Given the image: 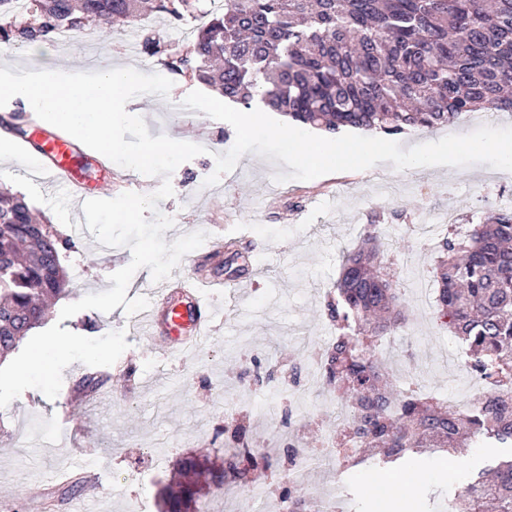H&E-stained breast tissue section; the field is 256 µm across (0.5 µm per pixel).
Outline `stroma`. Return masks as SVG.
<instances>
[{"mask_svg":"<svg viewBox=\"0 0 512 512\" xmlns=\"http://www.w3.org/2000/svg\"><path fill=\"white\" fill-rule=\"evenodd\" d=\"M191 26V21L160 14L141 17L127 28L92 25L72 41L48 42L38 52L27 46L0 52V67L17 73L59 68L72 60L84 72L90 60L107 59L144 73H166L159 57L129 49L128 36L156 35L183 46L191 39ZM168 75L173 86L167 97L141 95L125 106L144 118L151 136L205 148L170 177L174 194L158 207L174 226L163 238L170 243L195 231L221 235L229 245L218 269L221 276L246 277L254 268L261 274L234 305H225L224 293L210 292L217 307L214 332L193 357L166 358L159 344L129 338L123 357L139 370L143 384L137 393H123L108 366L99 370L106 385L82 390L79 381L88 367L76 362L64 369L55 399L29 389L0 409V512H75L79 503L84 512H162L160 493L181 463L229 481L233 475L226 470L224 451L237 442L280 455L296 442L317 447L322 432L336 426L326 390L308 392L300 407H293L295 389L280 374L296 359L303 374H310L316 346L332 343L336 330L324 305L342 255L376 227L386 233L385 258L395 265L409 301L408 327L378 348L388 372L398 385L416 383L423 396L441 400L449 390L467 391L473 383V375L455 359L454 336L437 324L431 247L446 221L474 223L512 207V172L486 164L398 171L386 161L364 171L278 183L274 176L286 172V165L249 152L209 186L205 180L215 170L214 157L233 146L235 130L201 111L184 110V99L198 84L179 73ZM482 125L512 126V112H472L454 124L415 129L395 140L406 149ZM126 174L117 165L98 174L88 186L91 198L150 194L161 184L160 178L145 175L133 184ZM1 187L24 195L67 242L60 261L69 291L52 306L47 325L58 323L90 338L126 329L128 315L120 307L109 313L87 309L66 320L59 314L62 306L86 294L110 289L108 277L129 264V248H87L73 231L81 202L50 191L36 159L0 157ZM509 457L510 449L487 447L466 449L454 459L442 452L407 455L381 474L365 464L339 472L316 459L303 493L332 495L346 484L345 512H382L362 491L388 481L398 512H439L470 471L488 459ZM65 461L88 478L87 490L75 498L63 497L53 476ZM265 507V499L220 500L203 483L188 512H265Z\"/></svg>","mask_w":512,"mask_h":512,"instance_id":"stroma-1","label":"stroma"}]
</instances>
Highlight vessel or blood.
Wrapping results in <instances>:
<instances>
[{
  "mask_svg": "<svg viewBox=\"0 0 512 512\" xmlns=\"http://www.w3.org/2000/svg\"><path fill=\"white\" fill-rule=\"evenodd\" d=\"M75 146L66 138L40 130L38 158L46 160L49 188L66 186L74 197L85 198L86 186L75 173L72 161ZM224 282L209 276L195 263L174 268L168 279L146 283L142 294L149 307L129 321L131 335L148 341H162L164 353L188 357L196 354L210 335L215 312L199 293L200 287H223Z\"/></svg>",
  "mask_w": 512,
  "mask_h": 512,
  "instance_id": "vessel-or-blood-1",
  "label": "vessel or blood"
}]
</instances>
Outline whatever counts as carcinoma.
I'll return each mask as SVG.
<instances>
[{"mask_svg": "<svg viewBox=\"0 0 512 512\" xmlns=\"http://www.w3.org/2000/svg\"><path fill=\"white\" fill-rule=\"evenodd\" d=\"M182 21L206 13L168 65L225 100L262 104L328 134L398 135L512 109V0H0V48L39 45L92 24L128 26L149 12ZM63 241L25 197L0 190V360L43 324L66 291ZM378 230L347 253L326 303L338 335L325 388L349 424L337 447L372 448L383 471L407 452L450 454L469 444L512 448V211L450 224L433 247L440 327L464 345L466 369L486 382L463 410L399 388L377 353L408 324L397 272L380 258ZM223 481L180 465L167 512L194 486ZM512 512V458L472 472L445 512Z\"/></svg>", "mask_w": 512, "mask_h": 512, "instance_id": "cac0c4a2", "label": "carcinoma"}]
</instances>
